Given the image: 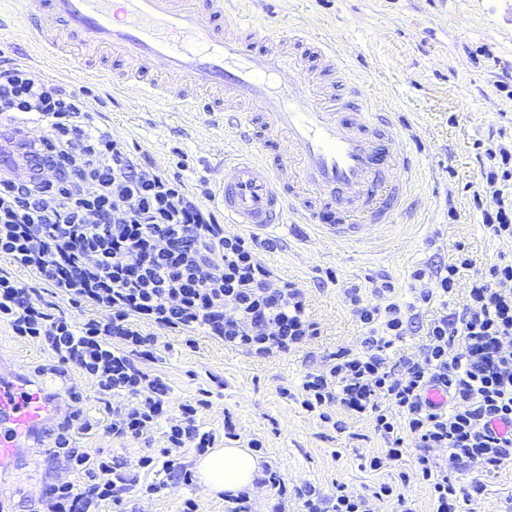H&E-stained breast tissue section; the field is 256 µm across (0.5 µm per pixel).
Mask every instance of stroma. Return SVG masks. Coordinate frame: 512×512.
Masks as SVG:
<instances>
[{
	"label": "stroma",
	"instance_id": "obj_1",
	"mask_svg": "<svg viewBox=\"0 0 512 512\" xmlns=\"http://www.w3.org/2000/svg\"><path fill=\"white\" fill-rule=\"evenodd\" d=\"M251 11L271 31L291 20L335 41L354 74L400 113L421 177L406 213L374 245L326 242L307 224L264 229V236L278 243L265 262L309 295V313L321 325L320 336L310 344L260 361L201 332L190 346L181 333L162 330L151 368L170 384L177 401L210 388L211 376H219L224 387L201 411V422L219 432L229 415L242 439L264 438V462L278 466L289 486L310 482L329 490L340 482L361 492L384 479L360 466L381 445L371 421L349 419L348 434L340 435L281 391L298 389L324 355L340 347L359 349L361 331L345 298L347 286L360 285L364 300L377 303L381 296L375 283L384 277L397 298L414 304L411 332L390 350L396 358L418 353L428 323L466 301L460 289L448 301L419 303L413 270L454 263L465 251L475 261L461 274L466 283L500 258L512 259V242L491 237L482 224L484 211L495 209L496 197L478 189L489 164L484 145H512V0H261ZM84 85L103 102L102 122L130 147L150 155L167 172L179 173L190 192L211 188L207 163L232 146L223 115L183 112L170 100L145 106L130 92L93 79ZM0 349L52 387L76 388L85 412L105 419L103 404L78 373L53 374L57 360L52 355L19 341L6 327H0ZM68 475L45 454L29 460L0 490L19 502L35 484ZM481 481L484 490L473 512H512V468ZM188 498L198 502L200 512H224L223 499L198 482L173 486L140 507L142 512H181Z\"/></svg>",
	"mask_w": 512,
	"mask_h": 512
}]
</instances>
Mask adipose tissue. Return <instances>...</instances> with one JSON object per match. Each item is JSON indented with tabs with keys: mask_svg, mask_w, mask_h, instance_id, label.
I'll return each instance as SVG.
<instances>
[{
	"mask_svg": "<svg viewBox=\"0 0 512 512\" xmlns=\"http://www.w3.org/2000/svg\"><path fill=\"white\" fill-rule=\"evenodd\" d=\"M195 470L200 482L214 495L254 491L256 480L263 475L260 457L238 444L210 449L198 457Z\"/></svg>",
	"mask_w": 512,
	"mask_h": 512,
	"instance_id": "obj_1",
	"label": "adipose tissue"
}]
</instances>
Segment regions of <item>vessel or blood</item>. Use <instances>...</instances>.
I'll return each instance as SVG.
<instances>
[{
	"label": "vessel or blood",
	"mask_w": 512,
	"mask_h": 512,
	"mask_svg": "<svg viewBox=\"0 0 512 512\" xmlns=\"http://www.w3.org/2000/svg\"><path fill=\"white\" fill-rule=\"evenodd\" d=\"M14 27L36 55L84 78L96 72L73 50L113 56L102 69L139 100L178 101L185 111L236 112L239 145L215 166L212 202L228 224L264 229L293 221L339 245H368L396 224L418 169L397 150L404 133L336 45L302 30L271 35L225 0H9ZM336 75L317 86L295 42ZM0 174L31 178L25 151L0 146ZM71 396L52 392L0 352V478L45 451L43 439L66 421Z\"/></svg>",
	"instance_id": "b4317fda"
}]
</instances>
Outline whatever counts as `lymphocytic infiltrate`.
Listing matches in <instances>:
<instances>
[{"mask_svg":"<svg viewBox=\"0 0 512 512\" xmlns=\"http://www.w3.org/2000/svg\"><path fill=\"white\" fill-rule=\"evenodd\" d=\"M21 121L42 131L40 163L30 181L0 177V258L31 279L0 271V325L54 354L60 376L78 372L108 411L102 424L71 408L53 453L85 478L51 483L37 502L40 512H111L125 495L165 489L145 474L174 473L191 484L192 472L176 458L180 449L202 454L219 439L237 438L232 424L219 433L201 423L207 399L172 400L169 384L149 368L156 359L150 327L187 336L201 331L262 360L302 348L320 327L305 293L262 261L274 241L228 232L218 208L97 122L86 89L25 64L1 67L0 126ZM487 155L500 158L501 168L482 174L498 197L483 225L495 238L512 240V151L491 148ZM472 264L464 254L445 267L414 270L413 279L427 283L419 301L451 296L461 270ZM43 284L49 296H42ZM346 297L363 331L361 350L329 354L283 397L340 433L347 418L372 419L383 441L364 461L373 472L394 470L414 440L431 512H472L480 474L512 466V432L491 427L512 425V261L493 263L470 280L466 304L428 324L420 355L394 362L387 351L410 330L409 307L391 298L364 302L354 286ZM431 389L447 404L429 401ZM99 428L146 446L159 432L165 446L127 463L73 446L74 435ZM438 449L445 459L435 458ZM452 466L472 473L469 485L449 477ZM256 486L273 500L272 512H375L383 502L394 504V512H415L393 481L363 494L341 484L328 492L311 484L291 490L267 465Z\"/></svg>","mask_w":512,"mask_h":512,"instance_id":"obj_1","label":"lymphocytic infiltrate"}]
</instances>
